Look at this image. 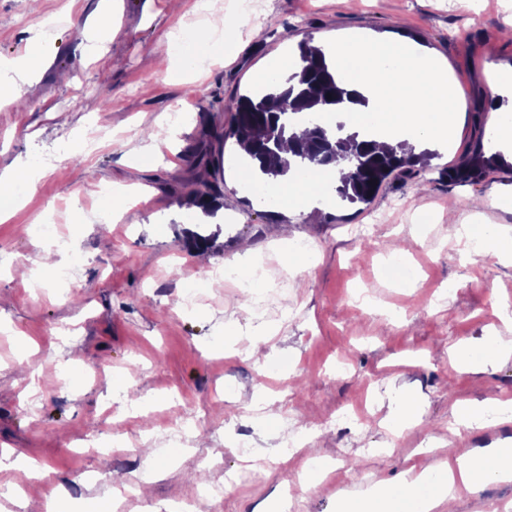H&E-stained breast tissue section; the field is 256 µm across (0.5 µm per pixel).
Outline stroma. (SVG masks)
<instances>
[{
    "instance_id": "stroma-1",
    "label": "stroma",
    "mask_w": 512,
    "mask_h": 512,
    "mask_svg": "<svg viewBox=\"0 0 512 512\" xmlns=\"http://www.w3.org/2000/svg\"><path fill=\"white\" fill-rule=\"evenodd\" d=\"M108 16L118 33L101 39ZM224 19L209 29L211 17ZM43 36L48 63L26 86L31 107L0 101V173L24 165L39 172L34 190L0 222V450L35 461L46 477L0 468V512H43L64 499L70 512L110 499L147 467L160 475L124 512L176 505L198 486H220L198 512H273L283 487L279 465L240 476L237 442L254 450L280 447L286 427L318 431L327 464L314 486L299 491L301 512H336L344 494L386 486L417 506L400 483L415 462L447 460L454 449L512 441V420L454 432L455 400L512 399V359L471 369L456 357L463 342L479 343L512 329V262L486 253L462 255L448 233V214L462 224L512 228V172L474 184L440 181L458 162L478 127H490L486 93L491 71L512 70V0H253L240 19L237 0H0V59L23 56L30 29ZM194 31L190 68L169 50L173 27ZM89 30L75 39V28ZM403 32L448 63L460 111L457 133L414 179L384 186L371 204L330 199L298 214L269 206L239 175L235 140H227L212 174L222 190L212 223L183 204L194 182L193 153L208 130L228 124L226 103L258 85L259 76L301 41L328 47L337 39ZM176 134L164 159H145L141 131ZM97 132L96 148L54 164L43 158ZM115 185L148 194V205L121 208L102 223L96 189ZM55 216L67 247L85 262L68 287L40 264L50 245L31 227ZM221 226L213 247L188 246L186 231ZM302 237L315 247L309 264L290 267L286 245ZM265 260L271 310L211 272L240 262L242 242ZM415 261L421 275L397 286L379 271L391 254ZM209 281L192 308L179 301L183 279ZM270 331L269 359L250 355ZM349 370L336 375L337 360ZM40 389L29 396L31 376ZM122 388H114V378ZM424 421L392 433L386 423L402 397ZM264 410H255L256 402ZM364 402L360 424L319 430L338 410ZM289 426H282V419ZM179 429L184 451L159 463L161 434ZM22 491L24 510L5 492Z\"/></svg>"
}]
</instances>
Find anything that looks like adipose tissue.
I'll return each instance as SVG.
<instances>
[{
  "label": "adipose tissue",
  "instance_id": "ef3b65f1",
  "mask_svg": "<svg viewBox=\"0 0 512 512\" xmlns=\"http://www.w3.org/2000/svg\"><path fill=\"white\" fill-rule=\"evenodd\" d=\"M326 57L340 84L364 98L360 104L336 106V113L354 127L375 115L373 138L379 148L403 144L419 154L453 141L457 125L454 89L443 67L421 45L405 38L343 39L327 50ZM45 61L44 55L37 54L1 66L0 97L25 103V86ZM509 415L512 400H459L453 406L452 425L469 429L486 417ZM403 480L409 486L431 483L420 504L421 512H444L461 492L511 482L512 445L466 451L451 462L415 463L405 471Z\"/></svg>",
  "mask_w": 512,
  "mask_h": 512
}]
</instances>
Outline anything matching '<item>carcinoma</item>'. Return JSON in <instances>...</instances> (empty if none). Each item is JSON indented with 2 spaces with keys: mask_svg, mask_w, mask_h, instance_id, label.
Here are the masks:
<instances>
[{
  "mask_svg": "<svg viewBox=\"0 0 512 512\" xmlns=\"http://www.w3.org/2000/svg\"><path fill=\"white\" fill-rule=\"evenodd\" d=\"M299 59L300 72L288 80L273 77L267 85L233 99L227 107L231 112L229 126L213 129L211 137L219 143L236 139L246 153L242 162L269 179L285 175L290 168L279 155L287 139L294 142L295 165L302 175L311 165L328 166L339 158L345 159L350 168L339 181L336 193L349 204H366L384 183L398 177L410 178L417 169L429 166L433 156L429 151L419 156L394 149L381 153L370 136L358 130L348 131L340 124L333 131L315 122L309 108L316 104L336 106L351 99V94L336 81L321 48L304 41L299 45ZM284 84L288 89L277 93ZM301 121L310 125L307 138L296 140L288 136ZM505 165L502 153L495 149V140L486 139L481 127L475 147L464 154L459 164L441 170L440 180L474 183ZM220 196V185L209 180L192 182L188 191L192 203L211 213Z\"/></svg>",
  "mask_w": 512,
  "mask_h": 512,
  "instance_id": "obj_1",
  "label": "carcinoma"
}]
</instances>
